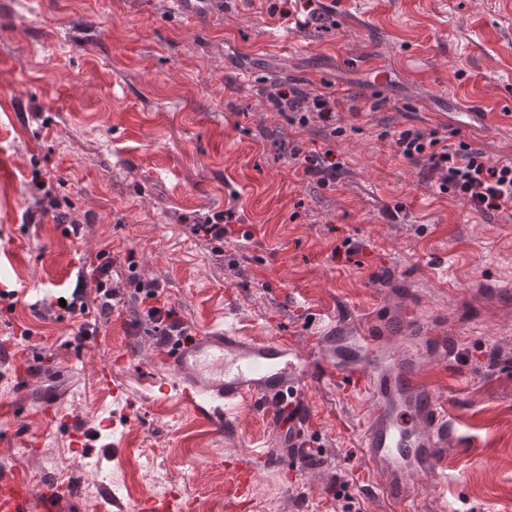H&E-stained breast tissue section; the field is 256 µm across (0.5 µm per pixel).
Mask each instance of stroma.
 <instances>
[{
  "mask_svg": "<svg viewBox=\"0 0 512 512\" xmlns=\"http://www.w3.org/2000/svg\"><path fill=\"white\" fill-rule=\"evenodd\" d=\"M285 86L335 92L333 120L290 122L267 99ZM413 126L512 160L503 0H210L195 18L172 0H0V289L16 292L0 301V467L65 482L68 512L142 496L233 512L229 461L255 474L245 512H438L443 491L455 512H512V220L440 192L382 136ZM296 150L330 152L335 181ZM223 212V240L192 234ZM105 250L108 313L91 275ZM152 281L187 326L234 321L302 359L326 308L383 347L412 345L386 327L400 317L445 337L449 367L422 351L455 421L436 476L392 497L319 372L299 378L314 420L298 460L255 410L200 426L155 388L165 345L136 292ZM76 290L89 316L58 307ZM48 402L83 429V455Z\"/></svg>",
  "mask_w": 512,
  "mask_h": 512,
  "instance_id": "1",
  "label": "stroma"
}]
</instances>
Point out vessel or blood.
<instances>
[{
	"mask_svg": "<svg viewBox=\"0 0 512 512\" xmlns=\"http://www.w3.org/2000/svg\"><path fill=\"white\" fill-rule=\"evenodd\" d=\"M158 365L160 393L174 394L195 420L220 430L232 411L254 402L272 405L288 446L307 417L298 378L306 367L323 372L359 401L363 446L377 481L395 496L405 474H435L438 451L454 429L436 386L421 373L419 352L362 348L330 312L303 360L287 337L258 338L237 327L209 326L173 339ZM67 501L61 485L37 493L22 474L0 470V512H65Z\"/></svg>",
	"mask_w": 512,
	"mask_h": 512,
	"instance_id": "b4317fda",
	"label": "vessel or blood"
}]
</instances>
